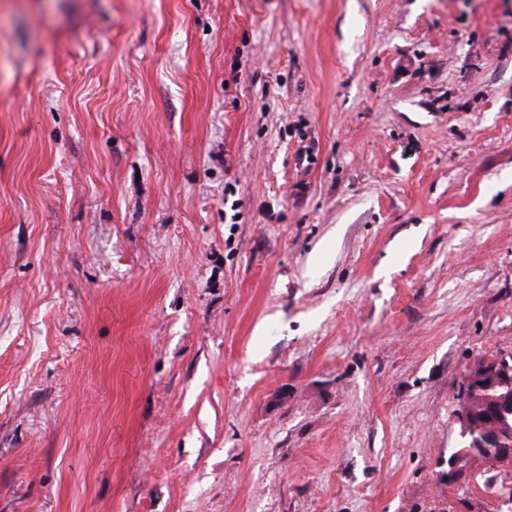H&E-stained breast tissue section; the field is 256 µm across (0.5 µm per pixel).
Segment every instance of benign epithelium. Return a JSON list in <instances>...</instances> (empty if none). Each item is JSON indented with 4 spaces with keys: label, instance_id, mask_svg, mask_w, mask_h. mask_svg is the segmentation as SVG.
<instances>
[{
    "label": "benign epithelium",
    "instance_id": "1",
    "mask_svg": "<svg viewBox=\"0 0 512 512\" xmlns=\"http://www.w3.org/2000/svg\"><path fill=\"white\" fill-rule=\"evenodd\" d=\"M486 386L512 387V365L493 359L480 368L469 369L464 375L457 420L461 436L465 439L466 452L475 458L483 456L486 449L494 446L512 448V436L506 437L497 429L503 418L512 415V400L494 404L485 419L475 416L471 409L472 394Z\"/></svg>",
    "mask_w": 512,
    "mask_h": 512
}]
</instances>
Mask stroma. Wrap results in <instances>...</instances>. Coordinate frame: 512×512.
Wrapping results in <instances>:
<instances>
[{
    "instance_id": "stroma-1",
    "label": "stroma",
    "mask_w": 512,
    "mask_h": 512,
    "mask_svg": "<svg viewBox=\"0 0 512 512\" xmlns=\"http://www.w3.org/2000/svg\"><path fill=\"white\" fill-rule=\"evenodd\" d=\"M512 0H0V512H507ZM500 359L486 361L481 368L474 367L467 371L463 379V393L459 401L457 420L461 436L465 439L466 452L469 456L479 458L483 464H491L488 470L512 464V457L501 456L498 448H512V436H504L496 428L499 422L509 414L512 415V400L499 401L492 405L486 420L475 416L482 415L486 409V398L503 394L511 395L512 390L506 388H491L481 395L474 396L475 414L471 409L472 394L486 386L512 387V365L507 361L502 365ZM498 448H494V445ZM459 453L465 454L463 449ZM498 465V466H496Z\"/></svg>"
}]
</instances>
